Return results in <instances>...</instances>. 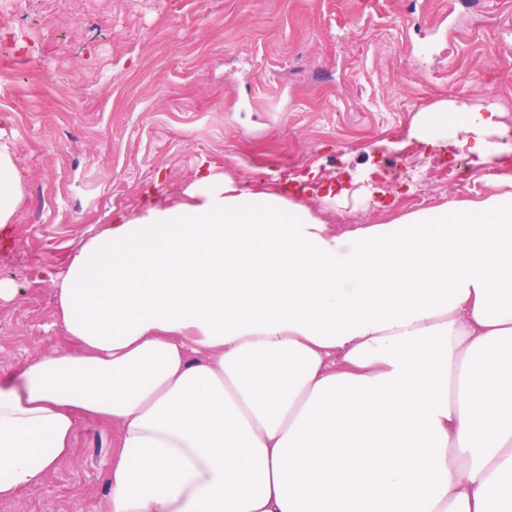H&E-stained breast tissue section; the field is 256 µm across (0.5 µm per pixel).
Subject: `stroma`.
<instances>
[{"mask_svg":"<svg viewBox=\"0 0 512 512\" xmlns=\"http://www.w3.org/2000/svg\"><path fill=\"white\" fill-rule=\"evenodd\" d=\"M0 147L24 173L0 239V372L67 343L48 283L113 214L146 193L186 201L204 160L239 185L317 170L326 220L385 224L483 198L484 177L434 185L423 172L473 165L467 147L408 137L440 100L512 97V0H15L0 28ZM400 140L397 149L384 148ZM118 430L79 421L72 456L0 512H89L109 493Z\"/></svg>","mask_w":512,"mask_h":512,"instance_id":"stroma-1","label":"stroma"}]
</instances>
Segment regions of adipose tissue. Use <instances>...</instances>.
Wrapping results in <instances>:
<instances>
[{"mask_svg":"<svg viewBox=\"0 0 512 512\" xmlns=\"http://www.w3.org/2000/svg\"><path fill=\"white\" fill-rule=\"evenodd\" d=\"M494 109L442 101L496 163ZM484 199L332 230L218 161L188 199L120 214L53 285L70 348L0 373V505L119 438L94 512H512V175ZM23 199L0 150V230Z\"/></svg>","mask_w":512,"mask_h":512,"instance_id":"ef3b65f1","label":"adipose tissue"}]
</instances>
